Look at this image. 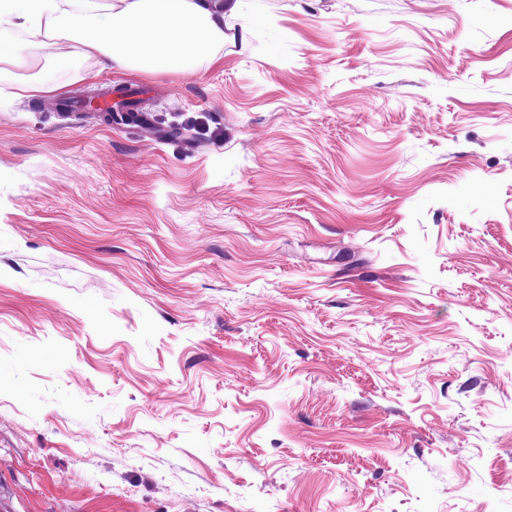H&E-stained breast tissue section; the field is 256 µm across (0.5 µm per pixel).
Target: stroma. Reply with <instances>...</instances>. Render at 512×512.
<instances>
[{"label":"stroma","instance_id":"obj_1","mask_svg":"<svg viewBox=\"0 0 512 512\" xmlns=\"http://www.w3.org/2000/svg\"><path fill=\"white\" fill-rule=\"evenodd\" d=\"M0 48V512H512V0ZM109 79L151 129L57 109ZM5 53L1 49L0 56V82L2 81H10L14 83L15 88L17 89V95L20 97H35L38 95L50 94L57 90V87L50 83L44 77H40L38 79L18 82L14 80V72L6 67V61L4 60Z\"/></svg>","mask_w":512,"mask_h":512}]
</instances>
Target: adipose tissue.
Returning <instances> with one entry per match:
<instances>
[{"instance_id":"ef3b65f1","label":"adipose tissue","mask_w":512,"mask_h":512,"mask_svg":"<svg viewBox=\"0 0 512 512\" xmlns=\"http://www.w3.org/2000/svg\"><path fill=\"white\" fill-rule=\"evenodd\" d=\"M224 0H0V26L23 27L52 64L99 58L144 74L180 72L224 45Z\"/></svg>"}]
</instances>
